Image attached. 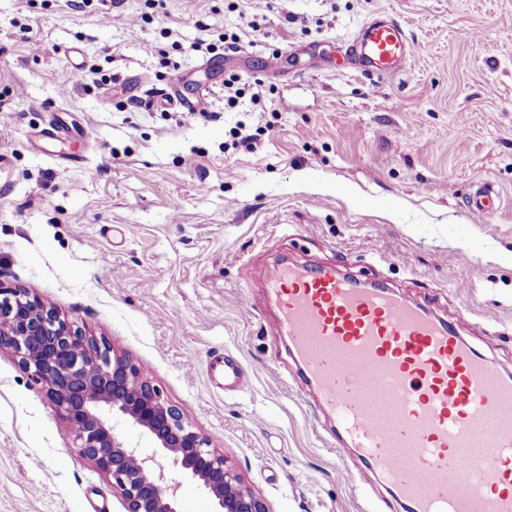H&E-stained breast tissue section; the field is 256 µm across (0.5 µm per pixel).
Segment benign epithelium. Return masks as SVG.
<instances>
[{
  "mask_svg": "<svg viewBox=\"0 0 512 512\" xmlns=\"http://www.w3.org/2000/svg\"><path fill=\"white\" fill-rule=\"evenodd\" d=\"M9 350L65 414L82 453L112 479L126 512H182L178 470L213 512H269L177 405L140 368L62 319L23 287L0 286V351ZM127 423L153 442L141 448L116 431Z\"/></svg>",
  "mask_w": 512,
  "mask_h": 512,
  "instance_id": "7a95c632",
  "label": "benign epithelium"
}]
</instances>
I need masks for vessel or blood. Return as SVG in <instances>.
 <instances>
[{
  "mask_svg": "<svg viewBox=\"0 0 512 512\" xmlns=\"http://www.w3.org/2000/svg\"><path fill=\"white\" fill-rule=\"evenodd\" d=\"M415 44L393 16L367 22L346 48L383 76ZM498 194L477 187L469 213L484 218ZM284 337L307 385L334 420L331 444L356 471L374 469L404 512H512V367L493 365L437 307L381 281L290 257L269 265ZM211 376L234 391L240 364L215 358Z\"/></svg>",
  "mask_w": 512,
  "mask_h": 512,
  "instance_id": "obj_1",
  "label": "vessel or blood"
}]
</instances>
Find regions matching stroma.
I'll use <instances>...</instances> for the list:
<instances>
[{
  "label": "stroma",
  "instance_id": "obj_1",
  "mask_svg": "<svg viewBox=\"0 0 512 512\" xmlns=\"http://www.w3.org/2000/svg\"><path fill=\"white\" fill-rule=\"evenodd\" d=\"M381 12L417 46L393 77L344 58ZM232 32L231 105L193 45ZM176 76L206 112L171 108ZM0 153V285L128 355L270 512H392L265 326L278 254L385 280L512 363V0H0ZM481 183L502 203L478 222ZM0 512H124L7 350ZM224 356L214 358L208 365V373L212 377L224 380V391H235L244 382L243 368L234 360L224 361Z\"/></svg>",
  "mask_w": 512,
  "mask_h": 512
}]
</instances>
